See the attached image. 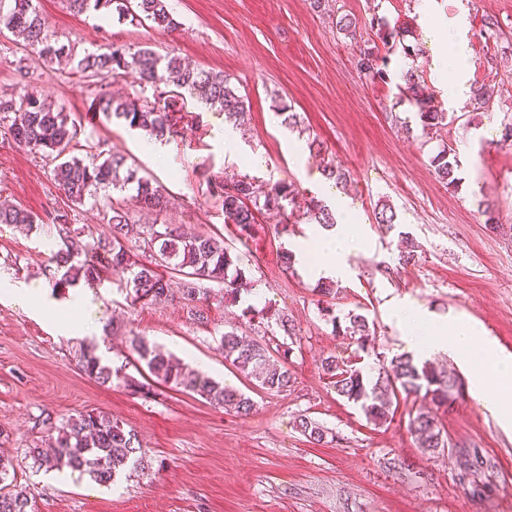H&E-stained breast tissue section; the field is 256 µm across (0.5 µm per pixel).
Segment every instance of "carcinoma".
I'll return each instance as SVG.
<instances>
[{
	"mask_svg": "<svg viewBox=\"0 0 512 512\" xmlns=\"http://www.w3.org/2000/svg\"><path fill=\"white\" fill-rule=\"evenodd\" d=\"M68 8L76 14L95 13L106 20L112 12L119 16L135 15L152 21L159 27L176 30L180 27L167 7V0H66ZM8 31L24 49L38 55L49 65L71 60L68 46L61 44L48 31L45 17L33 0H0V33ZM388 58L377 47L363 50L357 59V68L366 78L384 80ZM73 69L83 77H117L127 70H134L139 79L155 87H163L154 101L137 98L114 99L103 96L98 100V111L106 119L124 121L130 128L138 129L151 139L170 140L177 136L180 117L176 105L184 93L197 101L218 107L228 120H240L246 111L244 98L238 95L222 73L198 71L183 66L175 58L168 60L148 48L133 49L114 44L105 52H89L80 58ZM400 91L416 109L424 129H438L448 125V113L422 97L418 68L413 67L403 76ZM76 126L69 123L67 115L53 110L33 94L18 98L0 99V136L41 152L56 162L54 180L67 201L79 207L89 200H96L101 190L130 188L135 191L137 202L150 208H163L164 197L159 186L125 163L122 156L102 151L91 153L86 159L71 155ZM434 174L448 187H458V163L448 147L431 159ZM213 197L221 201L224 223L235 227L239 237H249L259 224L258 215L275 211L287 213L294 204L293 191L274 184H257L245 177L228 185L213 183ZM310 221L324 228L336 225L334 214L318 200L307 208ZM56 226L61 245L50 257L55 265V287L70 288L81 282L94 286L117 275L130 288L131 304H153L167 298L169 281L165 274L182 276V296L191 305L192 319L198 323L208 320L210 294L201 287V281L224 284V300L237 301L250 286L247 278L246 254L234 252L209 233L185 237L172 224L129 223L127 212L120 206L112 207L108 230L91 243L86 242L79 229L73 227L71 212L56 210L48 216ZM37 214L15 206L0 205V224H39ZM402 247L399 263L413 264L419 259L420 245L412 238L401 236ZM104 259L99 265L83 259L89 251ZM333 330L344 336L356 337L358 347L367 349L371 342L368 319L362 314L349 316L342 325L333 315L332 304L324 307ZM243 314L260 319H275L287 336L294 327L284 314L260 310L249 306ZM220 348L224 361L231 364L255 385L271 392H286L294 377L288 368L291 347L283 343L271 348L239 332L236 326L224 327ZM131 349L138 361L145 364L150 378L175 390L194 393L207 402L233 411L248 414L253 401L244 393L226 387L201 372L181 365L163 354L144 336L131 339ZM79 364L84 373L102 386H112L120 381L134 393L150 392L151 384L128 375L120 368L96 354L92 347L80 351ZM321 369L333 379L338 396L362 409L366 419L376 426L391 421L393 405L399 397L424 394L431 401L447 405L459 395L456 377L438 372L427 361L419 362L410 354L392 358L389 365L378 370L375 377L366 376L362 370L347 361L328 355L321 360ZM409 427L420 441L423 451L430 455L445 451L446 435L433 416L419 411L409 421ZM299 431L309 441L319 444L327 438V430L312 418L302 415L297 422ZM56 436L49 438L47 447L33 448L31 453L39 466L60 471L67 468L88 474L100 484H109L114 477L127 470H145L146 455L135 433L112 420L109 414L85 411L69 416L51 427ZM459 479L463 487L475 486L471 476L479 468L491 467V462L480 457L475 449L462 448L458 452ZM12 460L0 457V512H34L31 500L8 482Z\"/></svg>",
	"mask_w": 512,
	"mask_h": 512,
	"instance_id": "1",
	"label": "carcinoma"
}]
</instances>
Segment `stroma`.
<instances>
[{
  "mask_svg": "<svg viewBox=\"0 0 512 512\" xmlns=\"http://www.w3.org/2000/svg\"><path fill=\"white\" fill-rule=\"evenodd\" d=\"M50 30L75 58L111 44L147 47L193 68L227 75L248 112L233 130L235 153L224 151L219 130L224 114L188 98V117L179 136L167 142L164 161L146 154L144 135L96 110L100 96L154 100L153 87L137 73L116 78H82L47 66L35 53L18 48L12 35L0 36V96L25 93L63 111L77 127L74 153L85 157L95 146L125 156L139 174L165 190L167 205L155 210L114 190L74 210L85 241L108 228L110 203L121 204L135 224H173L188 233H209L246 253L251 287L239 302L217 300L210 322L189 319L180 278L171 275L168 300L131 305L118 277L97 286H55L51 250L59 239L53 224L27 228L0 224V452L15 466L18 489L35 512H512V429L503 428L471 387L475 362L458 363L442 351L418 352L406 331L390 318L402 301L441 319L471 318L499 348L512 354V145L502 141L512 120V0H434L435 18L454 28L467 22L470 81L495 89L493 104L449 108L446 87L426 68L439 47L426 34L422 0H327L313 10L309 0H167L179 21L170 31L130 18L104 23L70 12L65 0H34ZM350 15L355 36L340 33L336 19ZM386 17L404 34L417 57L401 47L388 52L385 80L360 74V49L381 45L372 17ZM497 21L494 35L485 19ZM419 65L423 85L446 109L448 126L424 132L401 95L403 70ZM288 105L301 128L281 124L276 110ZM318 140L320 150L309 148ZM451 146L459 162L458 189L434 175L431 158ZM348 172L347 181L312 182L326 164ZM53 162L28 148L0 142V198L41 214L65 208L52 181ZM248 176L260 184L290 186L297 208L282 216L264 215L251 238L238 240L210 195V184ZM333 205L346 199L354 217L337 215L358 236L345 257L347 273L334 315H365L375 325V342L359 350L354 339L336 335L315 291L317 281L304 266L318 261L310 243L319 225L308 220L310 199ZM390 204L394 229L376 223L377 205ZM493 216H486V206ZM288 230L275 234L277 224ZM419 242L416 264L398 262L402 234ZM299 252L293 272L281 266L282 250ZM45 299L34 309L14 300L22 288ZM89 298L97 325L70 307ZM283 312L295 326L289 366L295 383L285 393L252 388L226 363L219 348L225 324L238 325L260 342H283L273 323L243 320L247 306ZM145 336L208 377L249 394L254 409L239 417L193 393L155 385L151 394H131L123 384L99 386L81 371V347L95 344L112 366L124 365L133 335ZM350 360L364 374H377L393 356L410 353L437 370L454 373L462 391L452 406H432L453 447L430 456L409 428V415L422 396L401 401L390 423L376 426L356 405L338 396L320 362L328 354ZM101 410L133 431L149 467L129 470L109 485L71 473L58 480L39 468L29 449L43 447L49 427L81 411ZM329 432L324 443L308 442L296 427L299 415ZM474 448L494 467L479 474L478 491L457 479L455 448Z\"/></svg>",
  "mask_w": 512,
  "mask_h": 512,
  "instance_id": "1",
  "label": "stroma"
}]
</instances>
